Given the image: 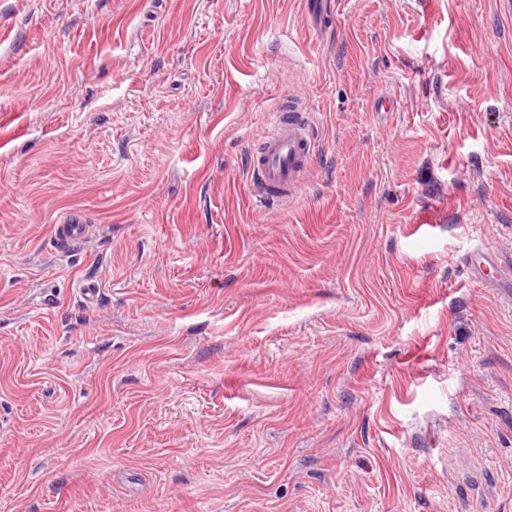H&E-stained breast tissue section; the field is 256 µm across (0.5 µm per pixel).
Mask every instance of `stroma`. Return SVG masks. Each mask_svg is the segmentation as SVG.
<instances>
[{"mask_svg": "<svg viewBox=\"0 0 512 512\" xmlns=\"http://www.w3.org/2000/svg\"><path fill=\"white\" fill-rule=\"evenodd\" d=\"M327 2L0 0V512H512V8ZM315 154L311 114L290 95L270 114L269 128L248 155L256 202L287 201L303 182ZM91 226L85 215L74 211L64 216L53 225L52 238L61 251L85 245L89 241Z\"/></svg>", "mask_w": 512, "mask_h": 512, "instance_id": "1", "label": "stroma"}]
</instances>
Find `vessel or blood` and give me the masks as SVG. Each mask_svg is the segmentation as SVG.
Returning <instances> with one entry per match:
<instances>
[{"mask_svg":"<svg viewBox=\"0 0 512 512\" xmlns=\"http://www.w3.org/2000/svg\"><path fill=\"white\" fill-rule=\"evenodd\" d=\"M315 154L312 119L298 95L283 99L272 112L269 128L248 155V171L259 204L288 200L303 182ZM91 226L82 212L64 216L52 229L60 250L85 245Z\"/></svg>","mask_w":512,"mask_h":512,"instance_id":"1","label":"vessel or blood"}]
</instances>
